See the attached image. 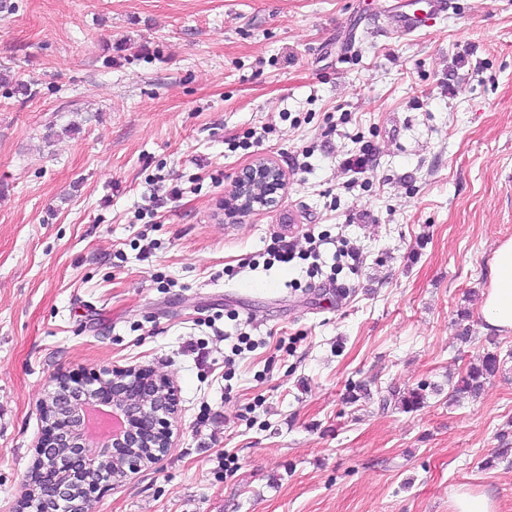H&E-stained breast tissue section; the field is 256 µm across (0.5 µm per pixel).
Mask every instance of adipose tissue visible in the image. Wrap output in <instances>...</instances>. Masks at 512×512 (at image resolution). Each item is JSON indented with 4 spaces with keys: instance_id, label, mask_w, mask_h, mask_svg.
Segmentation results:
<instances>
[{
    "instance_id": "obj_1",
    "label": "adipose tissue",
    "mask_w": 512,
    "mask_h": 512,
    "mask_svg": "<svg viewBox=\"0 0 512 512\" xmlns=\"http://www.w3.org/2000/svg\"><path fill=\"white\" fill-rule=\"evenodd\" d=\"M483 292V329L488 333L512 334V239L498 244L488 266Z\"/></svg>"
}]
</instances>
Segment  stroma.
<instances>
[{"label": "stroma", "instance_id": "obj_1", "mask_svg": "<svg viewBox=\"0 0 512 512\" xmlns=\"http://www.w3.org/2000/svg\"><path fill=\"white\" fill-rule=\"evenodd\" d=\"M7 3L0 74L37 94L0 85V512L54 380L132 365L176 389L172 446L92 512H452L462 488L512 512V334L481 314L512 238V7L407 34L422 0ZM260 156L279 203L227 216ZM278 240L300 259L268 264ZM498 365L497 354L486 353L478 366H469L465 373L459 376L458 381L453 386L455 396L461 397L465 394L472 397L477 396L483 388L485 380L497 372Z\"/></svg>", "mask_w": 512, "mask_h": 512}]
</instances>
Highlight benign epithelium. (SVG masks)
<instances>
[{
  "label": "benign epithelium",
  "instance_id": "obj_1",
  "mask_svg": "<svg viewBox=\"0 0 512 512\" xmlns=\"http://www.w3.org/2000/svg\"><path fill=\"white\" fill-rule=\"evenodd\" d=\"M284 174L275 162L259 157L237 176L231 212L269 209L279 202ZM110 405L126 420L124 431L90 446L83 438L84 409ZM40 410L46 427L35 444L40 489L32 479L19 490L18 512H87L93 495L114 479H125L157 462L171 447L170 418L178 399L167 378L145 367H114L86 378L63 374L45 391Z\"/></svg>",
  "mask_w": 512,
  "mask_h": 512
}]
</instances>
